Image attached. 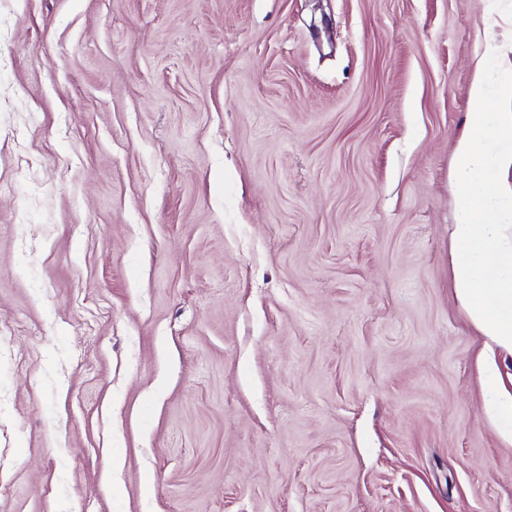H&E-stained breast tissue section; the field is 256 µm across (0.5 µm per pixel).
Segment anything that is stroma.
<instances>
[{
	"instance_id": "stroma-1",
	"label": "stroma",
	"mask_w": 512,
	"mask_h": 512,
	"mask_svg": "<svg viewBox=\"0 0 512 512\" xmlns=\"http://www.w3.org/2000/svg\"><path fill=\"white\" fill-rule=\"evenodd\" d=\"M479 58L512 0H0V512H512ZM512 111L470 112L454 152L457 220L451 267L455 297L484 337L485 414L512 440V392L500 384L495 357L512 354Z\"/></svg>"
}]
</instances>
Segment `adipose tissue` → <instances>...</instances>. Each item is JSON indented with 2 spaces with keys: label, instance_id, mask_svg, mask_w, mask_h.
<instances>
[{
  "label": "adipose tissue",
  "instance_id": "1",
  "mask_svg": "<svg viewBox=\"0 0 512 512\" xmlns=\"http://www.w3.org/2000/svg\"><path fill=\"white\" fill-rule=\"evenodd\" d=\"M512 111L469 113L454 152L457 220L452 228L455 297L484 338L485 414L512 440V392L495 357L512 354Z\"/></svg>",
  "mask_w": 512,
  "mask_h": 512
}]
</instances>
